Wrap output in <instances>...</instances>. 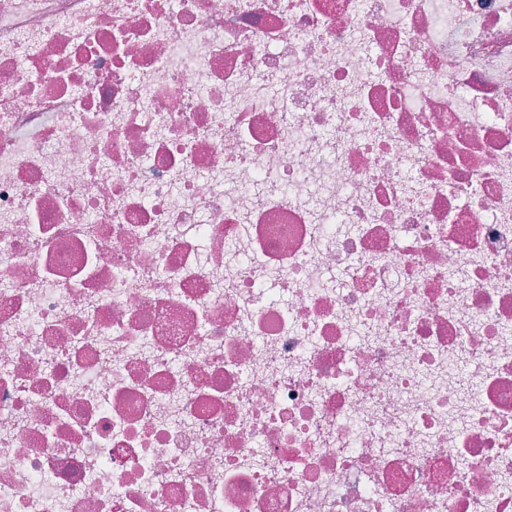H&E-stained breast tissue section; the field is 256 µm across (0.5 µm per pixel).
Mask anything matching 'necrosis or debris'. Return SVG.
I'll return each instance as SVG.
<instances>
[{
  "label": "necrosis or debris",
  "mask_w": 512,
  "mask_h": 512,
  "mask_svg": "<svg viewBox=\"0 0 512 512\" xmlns=\"http://www.w3.org/2000/svg\"><path fill=\"white\" fill-rule=\"evenodd\" d=\"M0 512H512V0H0Z\"/></svg>",
  "instance_id": "1"
}]
</instances>
